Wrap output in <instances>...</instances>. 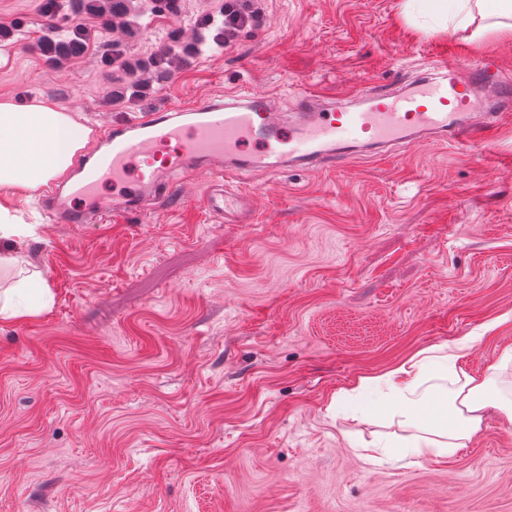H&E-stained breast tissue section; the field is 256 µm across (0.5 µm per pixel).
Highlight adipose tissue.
<instances>
[{"mask_svg": "<svg viewBox=\"0 0 512 512\" xmlns=\"http://www.w3.org/2000/svg\"><path fill=\"white\" fill-rule=\"evenodd\" d=\"M435 10L456 26L472 27L476 40L492 31H512V0H437ZM478 11L486 19L480 26L474 23ZM89 134L58 104L0 101V193L33 191L62 175ZM47 297L40 276L21 278L0 294V314L18 318L38 312ZM469 352L464 344L428 348L383 377L365 379L352 405L354 414L398 417L412 433L362 445V456L373 459L379 449L403 457L455 454L479 433L490 406L512 423V390L498 386L512 367V346L479 373L467 367Z\"/></svg>", "mask_w": 512, "mask_h": 512, "instance_id": "1", "label": "adipose tissue"}]
</instances>
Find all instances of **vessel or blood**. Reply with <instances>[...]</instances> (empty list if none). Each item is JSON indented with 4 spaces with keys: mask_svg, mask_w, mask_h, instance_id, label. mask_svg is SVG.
I'll list each match as a JSON object with an SVG mask.
<instances>
[{
    "mask_svg": "<svg viewBox=\"0 0 512 512\" xmlns=\"http://www.w3.org/2000/svg\"><path fill=\"white\" fill-rule=\"evenodd\" d=\"M488 65L470 76L441 59L416 80L391 90L365 86L345 104L317 108L318 94L302 89L298 111L285 119L271 99L252 93L217 94L171 105L113 124L83 164L40 196L58 224H93L143 213L164 199L174 178L207 175L206 209L224 215L237 184L251 174L315 169L385 155L425 142L460 143L469 133L512 117V84L483 86Z\"/></svg>",
    "mask_w": 512,
    "mask_h": 512,
    "instance_id": "b4317fda",
    "label": "vessel or blood"
}]
</instances>
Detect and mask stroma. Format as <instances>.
Instances as JSON below:
<instances>
[{
	"instance_id": "35a3bbf8",
	"label": "stroma",
	"mask_w": 512,
	"mask_h": 512,
	"mask_svg": "<svg viewBox=\"0 0 512 512\" xmlns=\"http://www.w3.org/2000/svg\"><path fill=\"white\" fill-rule=\"evenodd\" d=\"M225 0H179L135 29L88 21L92 49L49 66L42 0H0V99L54 101L99 133L165 104L298 85L349 96L433 58L512 78V33L438 26L433 0H255L257 26L182 55L143 98L112 103V50L154 53ZM473 146L419 145L318 171L254 174L232 221L179 181L142 215L53 224L22 268L49 306L0 316V512H512V424L488 409L448 457L370 462L351 441L398 422L337 409L361 378L477 337L472 371L512 345V118Z\"/></svg>"
}]
</instances>
